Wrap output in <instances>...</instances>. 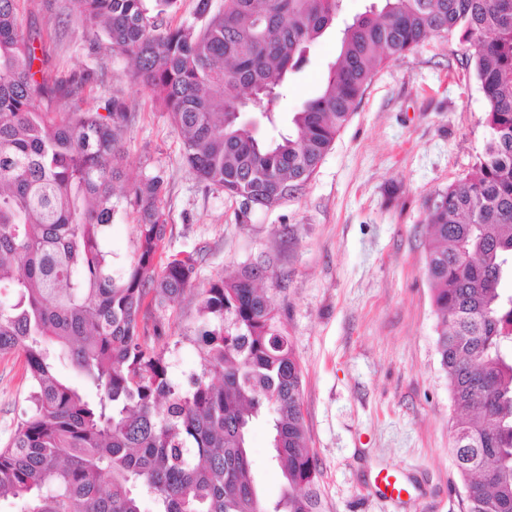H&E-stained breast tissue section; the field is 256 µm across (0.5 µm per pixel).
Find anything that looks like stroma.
I'll return each mask as SVG.
<instances>
[{"label":"stroma","mask_w":512,"mask_h":512,"mask_svg":"<svg viewBox=\"0 0 512 512\" xmlns=\"http://www.w3.org/2000/svg\"><path fill=\"white\" fill-rule=\"evenodd\" d=\"M24 32L43 42L53 79L85 78L83 108L122 98L131 115L123 164L128 181L161 175L165 255L197 253V290L147 313L173 383L200 373L199 287L246 265H262L303 369V412L321 472L327 512H468L454 465L448 380L436 350L437 317L427 277L426 208L465 176L489 139L474 50L457 38L426 39L375 70L350 120L310 181L272 208H245L200 181L164 104L136 83L129 59L71 0H21ZM336 31L308 50L276 109L292 114L316 94L336 59ZM132 209L115 216L116 266L135 253ZM25 360L0 357V448L29 404ZM253 474L276 498L269 428L249 437ZM397 472L406 497L378 493L374 477Z\"/></svg>","instance_id":"obj_1"}]
</instances>
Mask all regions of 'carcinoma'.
Masks as SVG:
<instances>
[{
	"instance_id": "1",
	"label": "carcinoma",
	"mask_w": 512,
	"mask_h": 512,
	"mask_svg": "<svg viewBox=\"0 0 512 512\" xmlns=\"http://www.w3.org/2000/svg\"><path fill=\"white\" fill-rule=\"evenodd\" d=\"M73 0L134 78L156 94L199 180L265 207L315 174L374 70L429 37L475 48L489 140L471 171L427 208V274L436 348L454 412L453 452L469 512H512V0H381L341 31L316 95L275 139L232 109L265 90L271 126L287 75L332 27L341 0H197L165 27L176 0ZM0 0V356H24L30 409L0 448V500L18 512H325L308 445L302 367L262 271L200 289L201 373L175 385L141 331L145 309L196 287L198 258L158 267L166 224L160 175L125 187L130 121L64 102L76 90L34 69L40 46ZM203 21L201 27L196 22ZM137 212L135 257L116 267L107 238L123 203ZM69 364L75 377L58 366ZM270 426L283 477L275 500L252 476V424Z\"/></svg>"
}]
</instances>
